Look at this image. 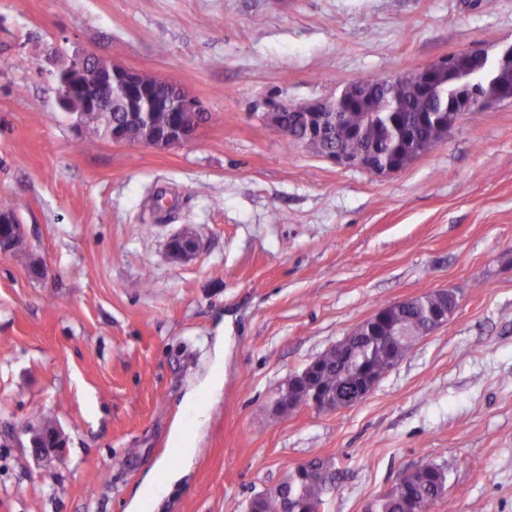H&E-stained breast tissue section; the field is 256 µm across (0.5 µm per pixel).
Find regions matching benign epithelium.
<instances>
[{
	"label": "benign epithelium",
	"instance_id": "benign-epithelium-1",
	"mask_svg": "<svg viewBox=\"0 0 512 512\" xmlns=\"http://www.w3.org/2000/svg\"><path fill=\"white\" fill-rule=\"evenodd\" d=\"M512 60V43L503 46L494 56L484 50H466L448 55L443 60L425 63L411 73L392 74L388 82L396 84L401 80H414L432 91L438 79L444 75L453 76L458 82L459 93L456 99L440 113L436 121L441 139H446L460 122L467 108L477 103L485 108L494 101H512V84H502L494 96H485L481 87L471 83L467 77L486 67H492L491 81L498 79L504 64ZM54 92L59 103L67 111L77 115L78 123L83 125L85 120L92 117H105L112 112V103L123 100L130 107L129 121L138 126L139 133L129 131L112 123L105 124L103 137L114 144L130 146H150L166 149L184 145L190 142L202 124L204 109L200 101L182 88L177 92V123L169 132L158 135L149 129L152 92L143 87L139 81V72L126 68L115 62H107L92 54L79 55L62 67L55 74ZM369 89L362 81L347 84L333 98L319 100L305 105H276L264 113L263 120L271 128L286 138L303 143H315L321 133L319 116L324 112L336 111V105L343 101L360 102L366 99ZM284 112L307 113V124L300 135L294 136L288 130V125L281 119ZM327 159L344 167H357L378 175L399 171L393 164L376 158V150L356 157L337 153L327 156ZM13 235L24 234V227L16 214L0 211V254L10 253L3 233ZM201 248L199 238L190 232H181L172 236L167 244L169 254L178 260L194 257ZM321 368L318 360H313L301 371L288 377L278 392L275 404L292 405V395L298 388L311 384L315 373ZM379 379L366 378L361 383L346 387L342 393L323 392L314 390L305 404L295 408V411L314 410L317 412H335L354 406L366 399L375 389ZM36 448H59L62 446L58 432H37L32 438Z\"/></svg>",
	"mask_w": 512,
	"mask_h": 512
}]
</instances>
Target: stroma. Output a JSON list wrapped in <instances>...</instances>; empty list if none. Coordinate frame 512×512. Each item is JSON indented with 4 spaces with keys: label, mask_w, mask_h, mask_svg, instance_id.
Instances as JSON below:
<instances>
[{
    "label": "stroma",
    "mask_w": 512,
    "mask_h": 512,
    "mask_svg": "<svg viewBox=\"0 0 512 512\" xmlns=\"http://www.w3.org/2000/svg\"><path fill=\"white\" fill-rule=\"evenodd\" d=\"M512 42V0H0V512H245L312 460L325 512H363L412 470L436 512H512V102L466 116L409 167L344 168L267 126L453 51ZM92 54L172 79L207 119L180 147L81 133L53 74ZM202 242L173 259L170 237ZM458 306L363 402L276 416L278 390L379 306ZM224 387L203 388L215 366ZM199 389L201 434L172 429ZM62 448L40 454L31 430ZM197 429L198 427L190 429L180 418V424L176 426L173 435L174 440L178 444V448L176 449L179 454L185 457H189L193 454L198 437Z\"/></svg>",
    "instance_id": "obj_1"
}]
</instances>
